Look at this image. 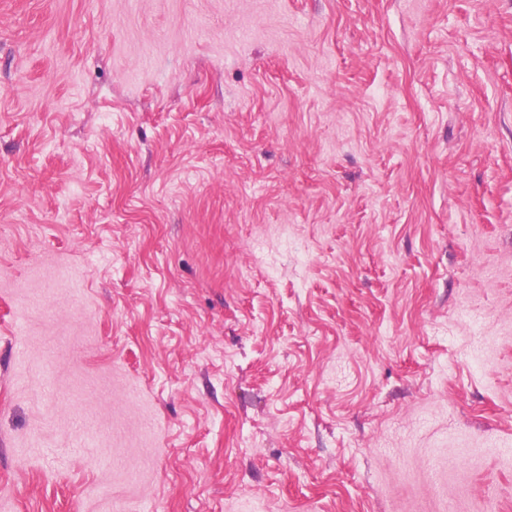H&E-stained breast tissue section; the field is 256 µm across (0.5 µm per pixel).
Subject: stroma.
<instances>
[{
	"instance_id": "35a3bbf8",
	"label": "stroma",
	"mask_w": 512,
	"mask_h": 512,
	"mask_svg": "<svg viewBox=\"0 0 512 512\" xmlns=\"http://www.w3.org/2000/svg\"><path fill=\"white\" fill-rule=\"evenodd\" d=\"M0 512H512V0H0Z\"/></svg>"
}]
</instances>
